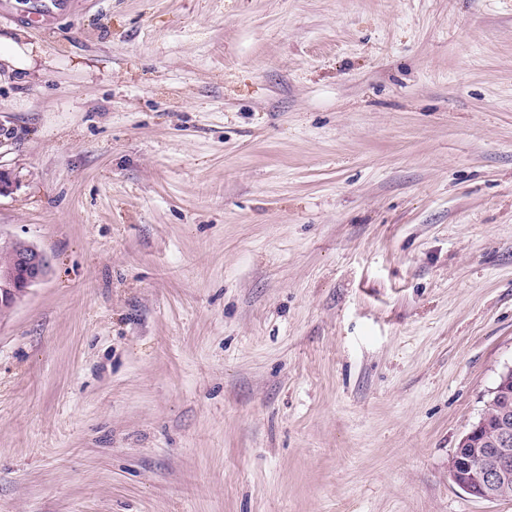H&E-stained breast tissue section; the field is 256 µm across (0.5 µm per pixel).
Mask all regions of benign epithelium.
<instances>
[{
    "label": "benign epithelium",
    "mask_w": 512,
    "mask_h": 512,
    "mask_svg": "<svg viewBox=\"0 0 512 512\" xmlns=\"http://www.w3.org/2000/svg\"><path fill=\"white\" fill-rule=\"evenodd\" d=\"M49 270L48 256L36 245L0 233V313L17 306ZM448 476L475 498L512 499V366L500 374L481 418L449 457Z\"/></svg>",
    "instance_id": "benign-epithelium-1"
}]
</instances>
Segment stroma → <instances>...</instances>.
I'll list each match as a JSON object with an SVG mask.
<instances>
[{"mask_svg":"<svg viewBox=\"0 0 512 512\" xmlns=\"http://www.w3.org/2000/svg\"><path fill=\"white\" fill-rule=\"evenodd\" d=\"M0 0V512H512V0ZM50 270L48 256L36 245L0 233V313L11 311L43 282ZM499 377L481 418L448 459L450 480L484 500L512 499V366Z\"/></svg>","mask_w":512,"mask_h":512,"instance_id":"1","label":"stroma"}]
</instances>
